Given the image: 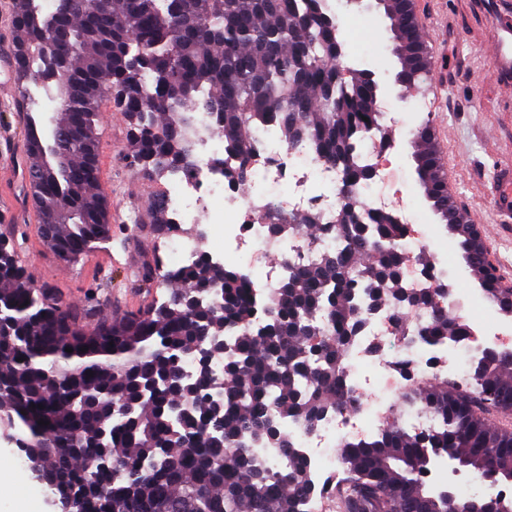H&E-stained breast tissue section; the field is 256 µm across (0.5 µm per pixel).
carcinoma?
I'll use <instances>...</instances> for the list:
<instances>
[{"label":"carcinoma","instance_id":"carcinoma-1","mask_svg":"<svg viewBox=\"0 0 512 512\" xmlns=\"http://www.w3.org/2000/svg\"><path fill=\"white\" fill-rule=\"evenodd\" d=\"M377 8L390 21L401 85L426 83L428 50L410 9L404 0H378ZM12 19L17 84L38 81L58 102L52 141L27 120L23 162L41 223L54 226L56 241L46 245L63 243L64 262L110 238L97 129L104 97L128 117L130 163L152 180L194 165L192 112L209 113L224 152L241 157L232 173L240 184L254 131L268 124L289 143L313 142L351 182L369 178L357 143L377 119V92L366 74L340 69L336 23L321 0H56L45 16L34 0H12ZM63 127L73 133L65 148L56 138ZM411 147L425 198L471 275L487 299L511 311L512 288L475 258L481 236L448 190L429 120ZM445 199L469 234L438 211ZM152 223L157 239L173 228L161 196ZM271 231L312 243L334 234L341 247L292 268L267 305L242 273L203 252L175 271L146 256L134 277L150 293L167 289L168 298L91 331L83 321L94 306H64L13 252L0 264V412L20 427V452L38 478L72 512H301L317 494L282 423L312 430L354 404L344 363L360 330L358 310L376 309L382 293L435 306L447 290L405 288L400 256L388 246L396 225L384 215L365 224L354 204L339 209L334 224L306 216ZM465 330L461 317L442 312L418 336L452 340ZM221 355L219 383L211 360ZM405 404L420 406L431 424L410 432L395 416L374 439L344 444L337 512H408L425 495L434 451L492 484L512 475V425L490 419L512 415V359L481 356L468 386L436 379L410 389ZM258 442L283 449L288 465L257 464ZM427 512H464V505L437 497Z\"/></svg>","mask_w":512,"mask_h":512}]
</instances>
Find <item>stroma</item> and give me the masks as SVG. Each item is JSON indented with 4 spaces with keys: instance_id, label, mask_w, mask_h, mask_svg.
I'll return each instance as SVG.
<instances>
[{
    "instance_id": "obj_1",
    "label": "stroma",
    "mask_w": 512,
    "mask_h": 512,
    "mask_svg": "<svg viewBox=\"0 0 512 512\" xmlns=\"http://www.w3.org/2000/svg\"><path fill=\"white\" fill-rule=\"evenodd\" d=\"M417 21L429 42L438 47L431 66L445 81L442 94L432 84L408 91L395 84L399 63L392 52L389 22L375 0H358L350 14L372 18L370 26L357 35V46L367 55L378 57L372 76L379 99L396 103L404 125L396 129L401 176L409 192L406 202L426 229H438L441 222L431 210L418 183L409 140L421 119L412 106L415 101L429 104L432 127L439 141L443 161L451 174L449 187L458 208L475 216L479 228L500 223L491 200L489 173L494 164L512 161V94L499 90L496 73L485 45L487 22L471 11L468 0H411ZM21 96L13 77L0 76V143H8L10 153H0V234L21 229L23 238L16 247L20 265L36 284L51 289L63 304L77 309L87 305L91 288L108 281L113 299L102 302L87 326L96 320L119 317L147 307L152 298L166 299V290L150 295L138 288L129 270L130 252L141 255L167 248H156L151 232V209L157 195L164 193L165 180L144 179L129 164L126 154L129 121L113 101L100 103L98 125L101 176L112 213V237L106 244L75 263L61 261L42 241L39 215L23 192L22 157L26 133L24 114L17 102ZM0 447L8 452L5 460L19 479L31 484L44 512H61L57 502L36 480L26 465L13 429L0 426Z\"/></svg>"
}]
</instances>
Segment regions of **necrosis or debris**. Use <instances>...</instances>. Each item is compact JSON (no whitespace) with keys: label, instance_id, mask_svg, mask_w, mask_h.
Instances as JSON below:
<instances>
[{"label":"necrosis or debris","instance_id":"1","mask_svg":"<svg viewBox=\"0 0 512 512\" xmlns=\"http://www.w3.org/2000/svg\"><path fill=\"white\" fill-rule=\"evenodd\" d=\"M379 113L378 123L366 129L361 141L364 163L373 172L370 180L347 184L342 171L324 160L311 143L290 144L275 126L268 125L255 134L245 189L227 175L238 161L225 155L224 142L213 134L210 117L196 113V163L174 173L165 194L176 224L168 240L170 253L180 266L191 265L199 255L200 240L209 238L215 225H223L224 247L210 252V260L220 264L233 258L245 269L253 295L264 300L291 267L313 264L323 251L336 246L332 236L312 245L300 236H275L270 225L290 224L306 215L322 224L335 223L337 209L349 196L357 200L364 215L384 214L397 224L391 245L405 258V287L435 288L433 276L424 273L419 258L429 255L439 273L445 256L433 251L429 239L415 231L404 194L393 187L395 175L388 161L391 146L381 134L384 127L400 125L399 108L386 103ZM434 315L430 308L383 302L364 323L346 360V381L357 402L347 410L328 413L312 431L292 421L285 423V431L300 448L318 486L304 512H328L336 490L337 447L372 438L376 424L396 409L409 386L441 377L456 383L468 381L478 350L504 339L503 334L489 332L483 311L469 317L465 333L453 341L415 339L414 329L429 323Z\"/></svg>","mask_w":512,"mask_h":512}]
</instances>
